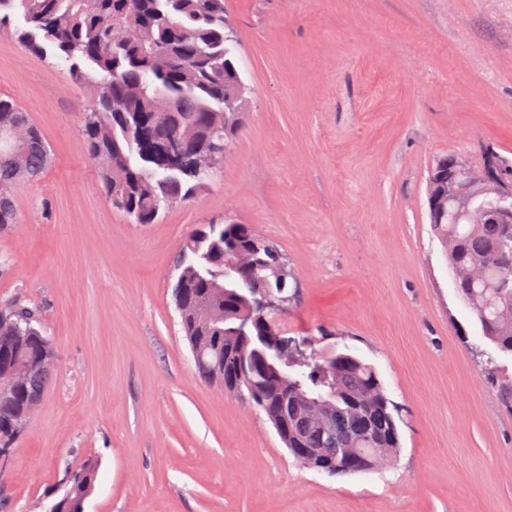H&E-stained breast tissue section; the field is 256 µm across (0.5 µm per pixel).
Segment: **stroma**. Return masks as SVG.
<instances>
[{
	"mask_svg": "<svg viewBox=\"0 0 512 512\" xmlns=\"http://www.w3.org/2000/svg\"><path fill=\"white\" fill-rule=\"evenodd\" d=\"M248 88L203 189L156 224L112 208L81 135L88 88L0 29V94L52 152L0 233V308L57 358L0 459V512L99 462L85 512H512V412L487 383L426 206L436 160L512 157V0H224ZM234 220L298 284L290 333L373 365L401 448L365 473L295 464L266 415L202 381L171 299L187 234Z\"/></svg>",
	"mask_w": 512,
	"mask_h": 512,
	"instance_id": "stroma-1",
	"label": "stroma"
}]
</instances>
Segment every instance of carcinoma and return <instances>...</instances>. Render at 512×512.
Listing matches in <instances>:
<instances>
[{"label":"carcinoma","mask_w":512,"mask_h":512,"mask_svg":"<svg viewBox=\"0 0 512 512\" xmlns=\"http://www.w3.org/2000/svg\"><path fill=\"white\" fill-rule=\"evenodd\" d=\"M17 41L44 57L69 64L73 82L92 93L83 113L82 137L98 170L105 197L135 224H155L162 212L193 198L204 171L192 160L222 144L230 84L243 85L230 48L224 0H0V28L13 23ZM27 127L24 171L0 135V231L16 223L14 190L42 175L52 162L39 128L12 98L0 95V120ZM442 242L455 291L475 314L481 336L502 357H512V225L478 224L475 215L449 208L432 222ZM177 267L183 280L172 299L191 350L202 354L198 376L246 390L267 416L291 415L304 396L336 401L332 432L320 434L297 418L289 422L288 447L320 448L336 473L371 471L400 448L390 401L376 370L349 351L323 359L310 336H290L273 310L258 307V284L283 306L297 293L284 254L249 224H204L185 238ZM223 313L206 327L203 305ZM54 356L33 307L0 311V378L20 360L37 367ZM488 381L512 411V371L490 355ZM41 368L14 391L0 390V447L8 448L48 382ZM363 449L356 466L337 449ZM99 463L86 460L77 478L63 484L60 512H81L94 489Z\"/></svg>","instance_id":"1"}]
</instances>
